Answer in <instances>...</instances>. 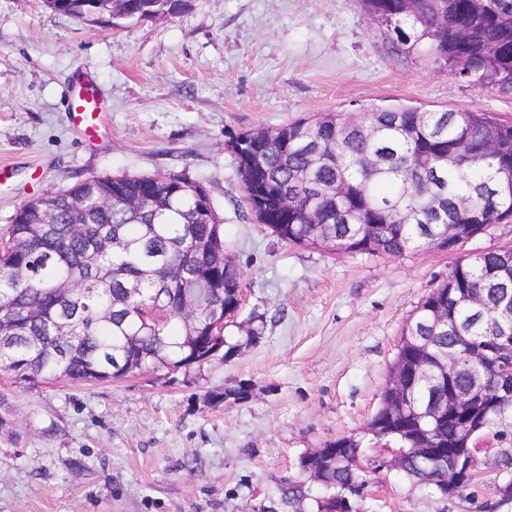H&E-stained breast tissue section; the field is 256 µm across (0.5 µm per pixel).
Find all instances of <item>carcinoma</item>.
<instances>
[{"label": "carcinoma", "mask_w": 512, "mask_h": 512, "mask_svg": "<svg viewBox=\"0 0 512 512\" xmlns=\"http://www.w3.org/2000/svg\"><path fill=\"white\" fill-rule=\"evenodd\" d=\"M406 53L425 51L467 81L512 89V0H363ZM174 0H59L52 10L99 23L126 10L148 19L175 16ZM347 116L322 115L316 124L300 119L270 130L259 162L261 180L288 186L300 207L267 208L262 222L293 245L355 255L400 257L426 249L460 228L466 241L487 217L512 220V124L477 110L431 112L414 107L380 108L367 115L380 135H344ZM496 152H486L488 141ZM321 145L322 161L306 171L308 144ZM200 184L160 175H91L23 204L0 243V367L21 383L49 379L105 382L143 370L169 373L228 361L258 339L253 331L229 340L212 331V309H232L242 282L236 265L225 261L224 224L216 211L207 219L190 212ZM316 211L308 222L304 207ZM111 228L118 244L94 243L93 225ZM189 271L178 275L175 268ZM454 283L448 291V283ZM487 303L512 299V246L458 260L448 281L415 307L402 330L397 359L422 352L431 378L411 386V410L379 407L378 426L368 428L374 443H395L403 453L406 477H429L416 449L433 439L451 448L468 435L462 416L426 419L414 414L433 401L448 400V389L468 385L469 375L451 368L464 346L500 350L488 316L466 302L474 294ZM204 300L188 328L184 299ZM443 304L448 326L429 330L428 348L407 336L421 335L425 310ZM67 335H61L60 328ZM214 401L248 400L239 386L213 392ZM512 413V400L473 412L493 422ZM346 464L328 476L330 492L360 494L369 465L355 466L362 440L340 437L326 444ZM306 499L319 512L309 486L284 479L282 506Z\"/></svg>", "instance_id": "obj_1"}]
</instances>
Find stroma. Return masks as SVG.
I'll list each match as a JSON object with an SVG mask.
<instances>
[{"label":"stroma","instance_id":"obj_1","mask_svg":"<svg viewBox=\"0 0 512 512\" xmlns=\"http://www.w3.org/2000/svg\"><path fill=\"white\" fill-rule=\"evenodd\" d=\"M91 76L102 119L67 101ZM477 110L512 122V90L455 78L398 51L362 0H189L173 17L80 22L42 0H0V232L47 190L89 175L175 174L202 183L259 340L187 373L17 383L0 370V512H277L298 459L363 437L402 329L461 258L512 245V223L448 252L331 254L289 245L250 214L230 137L380 107ZM248 382L244 403L213 390ZM479 465L454 497L381 470L363 512H512Z\"/></svg>","mask_w":512,"mask_h":512}]
</instances>
